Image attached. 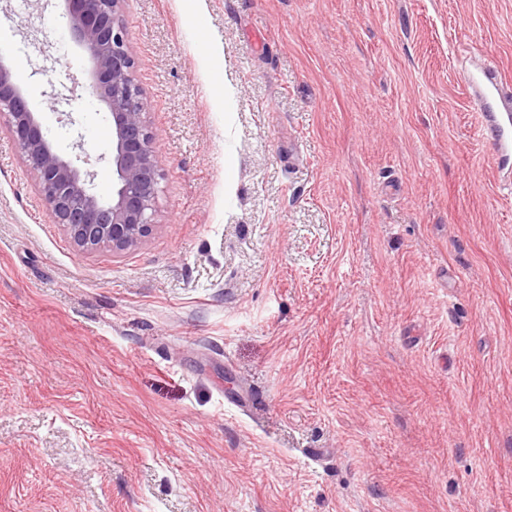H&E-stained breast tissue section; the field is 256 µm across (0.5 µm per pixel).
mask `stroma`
Segmentation results:
<instances>
[{
	"label": "stroma",
	"mask_w": 512,
	"mask_h": 512,
	"mask_svg": "<svg viewBox=\"0 0 512 512\" xmlns=\"http://www.w3.org/2000/svg\"><path fill=\"white\" fill-rule=\"evenodd\" d=\"M65 8L0 0V61L108 199ZM122 19L162 174L140 246L76 249L0 124V512H512V184L461 82L512 78V0Z\"/></svg>",
	"instance_id": "1"
}]
</instances>
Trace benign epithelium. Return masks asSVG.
<instances>
[{
  "label": "benign epithelium",
  "instance_id": "1",
  "mask_svg": "<svg viewBox=\"0 0 512 512\" xmlns=\"http://www.w3.org/2000/svg\"><path fill=\"white\" fill-rule=\"evenodd\" d=\"M123 0H67L63 13L76 43L88 54L90 85L112 120V201L93 191L94 165L84 154L62 156L0 63V117L38 181L54 223L80 250L114 254L139 245L153 231L161 173L155 133L135 83L134 57L120 18Z\"/></svg>",
  "mask_w": 512,
  "mask_h": 512
}]
</instances>
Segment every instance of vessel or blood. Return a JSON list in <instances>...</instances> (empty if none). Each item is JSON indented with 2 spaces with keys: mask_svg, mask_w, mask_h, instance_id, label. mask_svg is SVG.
<instances>
[{
  "mask_svg": "<svg viewBox=\"0 0 512 512\" xmlns=\"http://www.w3.org/2000/svg\"><path fill=\"white\" fill-rule=\"evenodd\" d=\"M466 83L491 149V169L498 180L512 181V86L504 84L491 65L470 70Z\"/></svg>",
  "mask_w": 512,
  "mask_h": 512,
  "instance_id": "obj_1",
  "label": "vessel or blood"
}]
</instances>
